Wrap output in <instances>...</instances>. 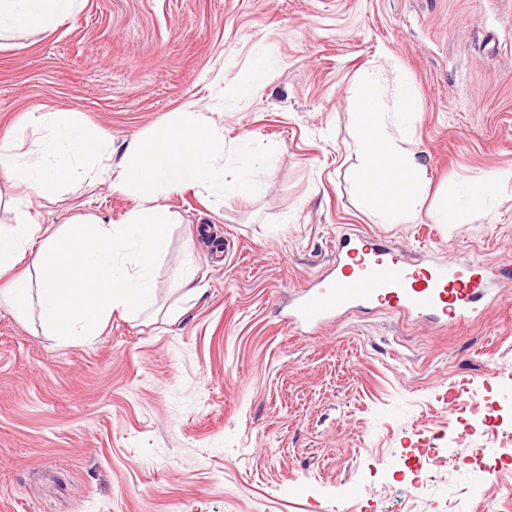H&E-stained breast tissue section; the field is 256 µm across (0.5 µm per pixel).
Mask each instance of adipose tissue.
Returning a JSON list of instances; mask_svg holds the SVG:
<instances>
[{"label": "adipose tissue", "instance_id": "obj_1", "mask_svg": "<svg viewBox=\"0 0 512 512\" xmlns=\"http://www.w3.org/2000/svg\"><path fill=\"white\" fill-rule=\"evenodd\" d=\"M81 6L82 0H0V32L53 30ZM380 88L378 72L364 74L357 100L355 146L361 164L355 186L365 207L393 224L415 211L421 165L384 129L388 120L398 126L410 123L409 87H401L403 105L386 120L377 108ZM40 121L49 136L38 143L37 159L5 148L0 164L10 166L35 193L49 194L75 163L101 155L104 145L66 113L45 112ZM218 152L205 129L191 123L186 113L173 112L164 126L133 143L127 158L117 168H105L103 175L114 178L117 186L154 195L187 185L206 187L217 197L263 191L260 166L246 165L228 178L216 163ZM169 221L165 209L150 206L122 224L72 221L47 237L31 218L0 229V274L25 259L34 269L33 277L15 281L11 304L36 319L44 336L64 345L98 335L113 315L145 314L156 300L155 268L167 248Z\"/></svg>", "mask_w": 512, "mask_h": 512}]
</instances>
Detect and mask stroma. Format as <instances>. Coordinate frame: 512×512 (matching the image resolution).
Returning a JSON list of instances; mask_svg holds the SVG:
<instances>
[{
	"label": "stroma",
	"mask_w": 512,
	"mask_h": 512,
	"mask_svg": "<svg viewBox=\"0 0 512 512\" xmlns=\"http://www.w3.org/2000/svg\"><path fill=\"white\" fill-rule=\"evenodd\" d=\"M261 50L278 65L251 87ZM371 69L386 106L398 85L415 96L403 146L423 187L396 224L352 181ZM50 107L107 152L47 196L0 166V227L154 203L172 224L153 309L70 345L36 334L0 277V512H512V469L473 489L477 449L512 456L511 277L485 319L445 331L374 311L304 336L281 317L349 232L512 263V0H83L55 30L0 34V146L34 150ZM179 110L223 140L228 173L264 159L266 189L154 200L98 178ZM485 180L491 204L432 221ZM412 448L434 451L414 492Z\"/></svg>",
	"instance_id": "35a3bbf8"
}]
</instances>
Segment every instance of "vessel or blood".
Returning <instances> with one entry per match:
<instances>
[{
    "mask_svg": "<svg viewBox=\"0 0 512 512\" xmlns=\"http://www.w3.org/2000/svg\"><path fill=\"white\" fill-rule=\"evenodd\" d=\"M511 269L495 259L413 262L384 239L356 234L340 238L332 264L296 290L285 321L315 330L353 311L378 310L445 329L486 315L493 272Z\"/></svg>",
    "mask_w": 512,
    "mask_h": 512,
    "instance_id": "1",
    "label": "vessel or blood"
}]
</instances>
